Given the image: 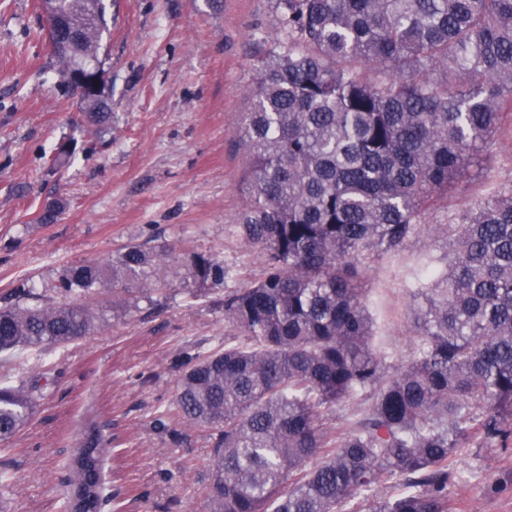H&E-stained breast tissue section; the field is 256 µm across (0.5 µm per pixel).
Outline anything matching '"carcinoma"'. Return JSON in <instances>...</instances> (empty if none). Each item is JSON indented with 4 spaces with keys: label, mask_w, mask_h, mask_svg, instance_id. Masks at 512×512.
<instances>
[{
    "label": "carcinoma",
    "mask_w": 512,
    "mask_h": 512,
    "mask_svg": "<svg viewBox=\"0 0 512 512\" xmlns=\"http://www.w3.org/2000/svg\"><path fill=\"white\" fill-rule=\"evenodd\" d=\"M82 20L53 45L57 72L99 60L103 0H50ZM274 47L258 57L239 145L248 195L229 233L265 253L262 275L224 293V347L182 374L177 416L213 432L208 512H343L393 482L370 512H450L465 448L512 443V185L454 218L448 268L415 294L417 350L389 369L373 345L360 268L404 246L425 213L479 164L512 114V0H271ZM106 128L111 100L82 101ZM170 254L130 242L107 262L62 268L55 296L20 285L0 305V354L67 346L108 322L99 289L153 301ZM188 277L220 286L228 267L194 253ZM49 385H0V449ZM371 396L342 431L333 410ZM109 441L81 433L74 494L102 512Z\"/></svg>",
    "instance_id": "carcinoma-1"
}]
</instances>
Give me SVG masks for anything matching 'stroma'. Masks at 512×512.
I'll return each instance as SVG.
<instances>
[{"instance_id":"35a3bbf8","label":"stroma","mask_w":512,"mask_h":512,"mask_svg":"<svg viewBox=\"0 0 512 512\" xmlns=\"http://www.w3.org/2000/svg\"><path fill=\"white\" fill-rule=\"evenodd\" d=\"M111 26L99 58L112 93V124L97 133L72 121L78 104L59 85L40 0H0V298L25 284L53 295L61 269L105 261L122 245L153 239L173 253V276L153 305L41 356L0 368L11 384L37 368L54 380L10 457L5 512H62L66 463L78 430L96 419L113 440L104 512H206L214 439L172 412L196 354L224 344V292L260 277L263 256L228 231L247 201V157L238 144L269 0H104ZM481 162L430 209L403 248L363 271L373 343L397 366L413 355V293L445 253L454 215L512 183V120ZM71 156L53 158L62 145ZM56 223L36 220L52 199ZM204 252L231 269L224 285L185 282ZM448 487L453 512H512V446L467 448Z\"/></svg>"}]
</instances>
